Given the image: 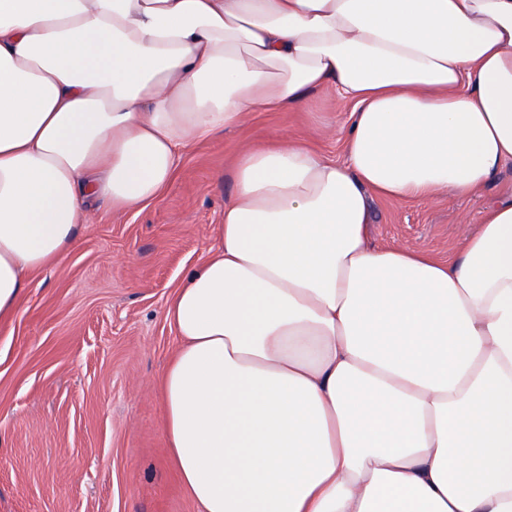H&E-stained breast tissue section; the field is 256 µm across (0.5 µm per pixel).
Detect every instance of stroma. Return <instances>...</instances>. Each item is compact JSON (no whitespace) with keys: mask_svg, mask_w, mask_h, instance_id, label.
<instances>
[{"mask_svg":"<svg viewBox=\"0 0 512 512\" xmlns=\"http://www.w3.org/2000/svg\"><path fill=\"white\" fill-rule=\"evenodd\" d=\"M349 112L327 85L305 109L251 113L191 146L158 200L92 210L75 247L0 325V512H196L169 458L156 389L177 345L167 301L216 240L233 159L274 138L341 158ZM511 188L510 164L479 200L379 201L369 237L452 259L483 201Z\"/></svg>","mask_w":512,"mask_h":512,"instance_id":"1","label":"stroma"}]
</instances>
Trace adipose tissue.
<instances>
[{
    "mask_svg": "<svg viewBox=\"0 0 512 512\" xmlns=\"http://www.w3.org/2000/svg\"><path fill=\"white\" fill-rule=\"evenodd\" d=\"M352 105L232 167L158 379L198 512H512V192L457 258L368 239L376 200L512 164V0H0V322L90 205H146L250 113Z\"/></svg>",
    "mask_w": 512,
    "mask_h": 512,
    "instance_id": "adipose-tissue-1",
    "label": "adipose tissue"
}]
</instances>
